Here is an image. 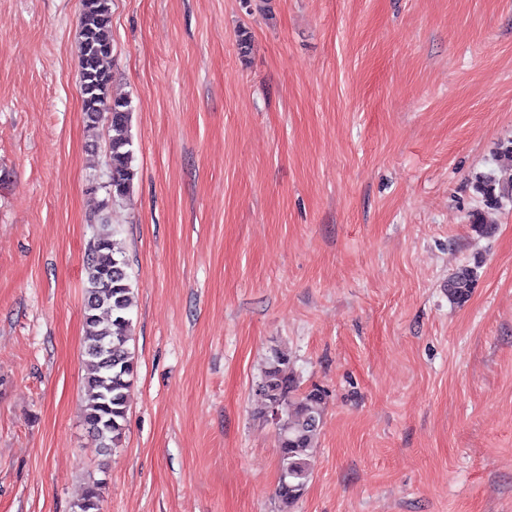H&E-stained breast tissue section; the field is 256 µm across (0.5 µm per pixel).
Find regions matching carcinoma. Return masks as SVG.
<instances>
[{
    "label": "carcinoma",
    "instance_id": "1",
    "mask_svg": "<svg viewBox=\"0 0 512 512\" xmlns=\"http://www.w3.org/2000/svg\"><path fill=\"white\" fill-rule=\"evenodd\" d=\"M79 87L87 127L103 123L107 130L106 167L108 199H119L133 187L135 170L131 138V101L110 95L112 84L111 0H81L78 31ZM473 190L483 209L471 214L470 224L479 236H489L495 226L486 212L512 198V179L495 175L475 177ZM93 235L85 249L86 273L83 318L84 356L88 392L83 409L85 424L99 441V452L119 447L125 433L127 390L137 371L128 344L133 339L131 320L133 289L126 262L116 255L108 217H93ZM477 280L476 268L457 267L448 276V301L462 306ZM288 352L274 349L258 383L262 396L257 418L271 419L279 456L276 498L279 512H290L303 495L313 472L314 452L323 420L326 391L301 384L289 365ZM105 485L89 482L74 512H100Z\"/></svg>",
    "mask_w": 512,
    "mask_h": 512
}]
</instances>
